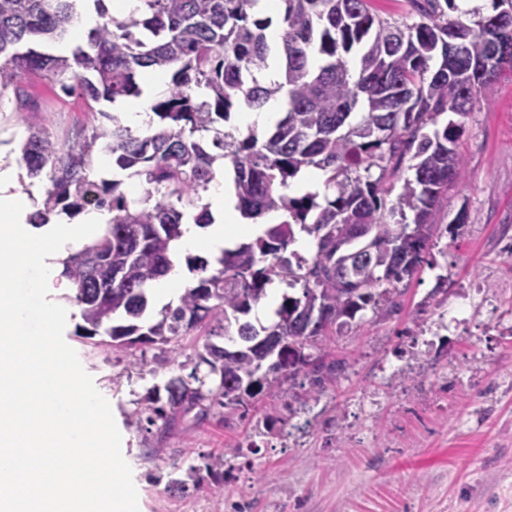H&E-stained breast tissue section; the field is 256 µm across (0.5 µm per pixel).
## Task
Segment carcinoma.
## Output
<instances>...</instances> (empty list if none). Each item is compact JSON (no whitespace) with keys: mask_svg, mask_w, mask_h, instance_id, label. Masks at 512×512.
<instances>
[{"mask_svg":"<svg viewBox=\"0 0 512 512\" xmlns=\"http://www.w3.org/2000/svg\"><path fill=\"white\" fill-rule=\"evenodd\" d=\"M258 0H139L128 16L112 17L88 34L72 56L37 49L63 40L77 0H0V89L13 88L18 108L30 103L31 80L78 94L106 123L59 140L45 125L27 127L21 152L32 178L47 187L33 224L55 212L73 216L96 203L112 214L91 243L62 261V275L80 307L81 336H107L114 349L168 347L181 336H205L188 378L168 381L137 402L131 424L156 427L160 445L189 415L236 410L266 387L304 374L319 388L334 375L317 352L326 337L351 330L357 314L396 306L436 237L448 192L465 176L460 139L466 118L490 104L502 66L512 65V0L492 11L448 17L455 0H408L419 20L379 17L370 0H284L281 41H267L270 20L255 16ZM360 48L357 72L344 56ZM279 66L277 78L257 74ZM144 69L171 73L153 100L156 120L132 129L104 102L138 97ZM280 100L284 117L265 135L224 130L232 113ZM112 153L117 168L138 177L144 196L132 199L121 180H95L92 155ZM413 176L391 198L405 160ZM233 171L237 208L257 219L281 215L253 241L226 249L176 306L139 322L145 290L173 266L181 224L212 222L203 197L225 166ZM325 173L324 195L288 194L305 167ZM377 169L372 174L371 169ZM313 237L307 259L286 255L296 235ZM288 267L277 321L257 328L240 316L267 296ZM236 327L233 349L212 341ZM284 337L285 345L267 342Z\"/></svg>","mask_w":512,"mask_h":512,"instance_id":"cac0c4a2","label":"carcinoma"}]
</instances>
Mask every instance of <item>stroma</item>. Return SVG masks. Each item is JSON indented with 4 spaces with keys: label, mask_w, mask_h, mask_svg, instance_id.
I'll return each instance as SVG.
<instances>
[{
    "label": "stroma",
    "mask_w": 512,
    "mask_h": 512,
    "mask_svg": "<svg viewBox=\"0 0 512 512\" xmlns=\"http://www.w3.org/2000/svg\"><path fill=\"white\" fill-rule=\"evenodd\" d=\"M28 112L0 95V193L39 207L45 180L28 177L20 147L28 124L58 135L87 121L82 102L34 85ZM465 177L448 194L447 218L395 308L363 311L351 335L330 343L336 379L317 391L296 376L233 412L188 420L157 455L153 436L127 425L135 400L187 375L202 337L159 348L111 351L76 334L66 303V343L112 403L139 512H512V68L491 105L471 112L461 137ZM464 223H455L458 211ZM483 284L469 292V283ZM468 298V324L450 311ZM224 458L215 483L207 463ZM196 475H189V467ZM184 482L170 486L171 478Z\"/></svg>",
    "instance_id": "1"
}]
</instances>
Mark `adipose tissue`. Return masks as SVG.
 Returning a JSON list of instances; mask_svg holds the SVG:
<instances>
[{"label": "adipose tissue", "mask_w": 512, "mask_h": 512, "mask_svg": "<svg viewBox=\"0 0 512 512\" xmlns=\"http://www.w3.org/2000/svg\"><path fill=\"white\" fill-rule=\"evenodd\" d=\"M207 204L212 224L205 227L193 223L183 225L180 239L183 251L217 250L225 247L227 240L250 233V225L243 223L234 199L226 195L223 184L214 186Z\"/></svg>", "instance_id": "adipose-tissue-1"}]
</instances>
